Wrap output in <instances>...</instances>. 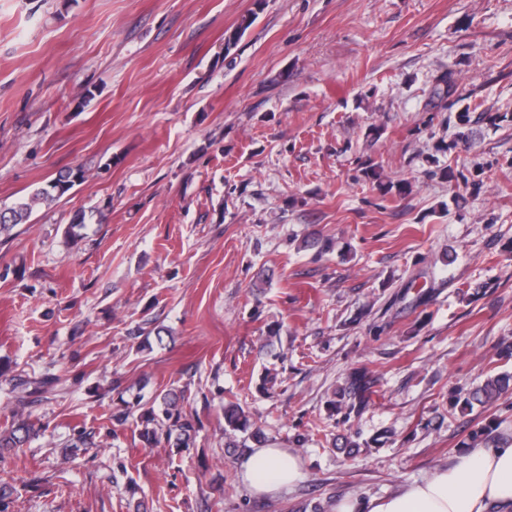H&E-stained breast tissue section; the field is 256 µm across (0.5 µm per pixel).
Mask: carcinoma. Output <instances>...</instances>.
Masks as SVG:
<instances>
[{"mask_svg":"<svg viewBox=\"0 0 512 512\" xmlns=\"http://www.w3.org/2000/svg\"><path fill=\"white\" fill-rule=\"evenodd\" d=\"M456 92L453 73H448L439 79L433 90V95L443 98L450 97ZM70 188V180L66 176L58 178L50 188L40 187L9 207L0 208V238L9 239L14 235V229L29 222L33 212L48 206ZM374 381L366 370L353 372L348 381L346 393L349 396V412L363 411L371 400ZM506 389V379L494 377L488 379L476 393V399L481 403L497 400ZM158 406L149 407L140 415L142 429L140 437L145 445L152 447L160 442L161 435L171 437L177 432L174 446L187 448L196 432V423L186 417L179 404V398L172 392L159 393L155 396ZM224 421L233 430H245L249 427L248 417L237 405L224 408ZM29 433V428L23 421H14L0 430V449L19 448L23 445Z\"/></svg>","mask_w":512,"mask_h":512,"instance_id":"1","label":"carcinoma"}]
</instances>
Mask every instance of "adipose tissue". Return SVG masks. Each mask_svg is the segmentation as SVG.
I'll use <instances>...</instances> for the list:
<instances>
[{
	"label": "adipose tissue",
	"mask_w": 512,
	"mask_h": 512,
	"mask_svg": "<svg viewBox=\"0 0 512 512\" xmlns=\"http://www.w3.org/2000/svg\"><path fill=\"white\" fill-rule=\"evenodd\" d=\"M243 469L257 494L277 493L301 476L298 457L273 446L256 449ZM335 512H512V445L471 449L432 476L383 498L342 497Z\"/></svg>",
	"instance_id": "ef3b65f1"
}]
</instances>
